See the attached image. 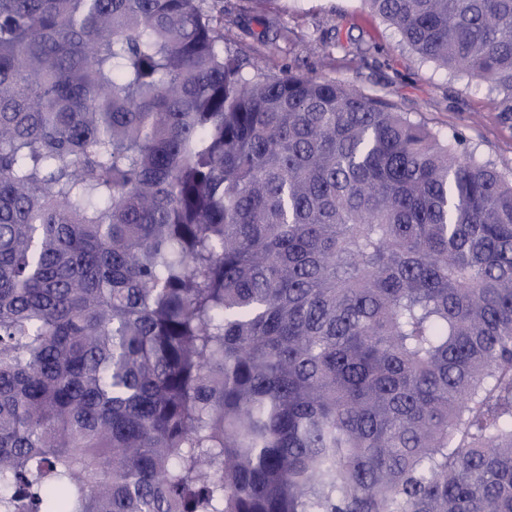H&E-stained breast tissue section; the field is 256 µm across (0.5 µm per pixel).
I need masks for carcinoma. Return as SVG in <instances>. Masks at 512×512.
<instances>
[{"instance_id": "1", "label": "carcinoma", "mask_w": 512, "mask_h": 512, "mask_svg": "<svg viewBox=\"0 0 512 512\" xmlns=\"http://www.w3.org/2000/svg\"><path fill=\"white\" fill-rule=\"evenodd\" d=\"M218 2L0 0V512H512V174ZM363 2L512 120V0Z\"/></svg>"}]
</instances>
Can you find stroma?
<instances>
[{
  "label": "stroma",
  "instance_id": "stroma-1",
  "mask_svg": "<svg viewBox=\"0 0 512 512\" xmlns=\"http://www.w3.org/2000/svg\"><path fill=\"white\" fill-rule=\"evenodd\" d=\"M225 44L248 72L344 81L413 113L444 137L461 133L478 159L512 172V122L499 93L415 57L360 0H220Z\"/></svg>",
  "mask_w": 512,
  "mask_h": 512
}]
</instances>
